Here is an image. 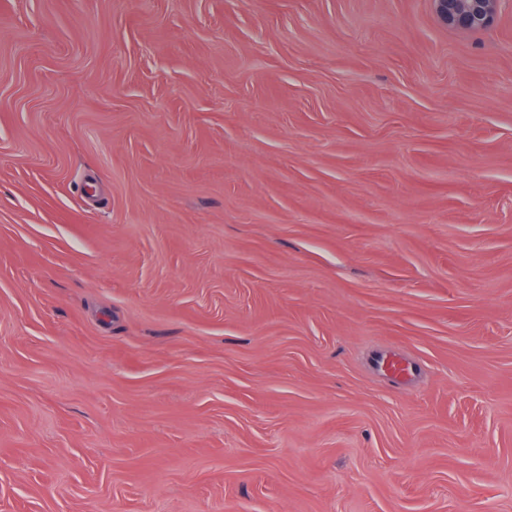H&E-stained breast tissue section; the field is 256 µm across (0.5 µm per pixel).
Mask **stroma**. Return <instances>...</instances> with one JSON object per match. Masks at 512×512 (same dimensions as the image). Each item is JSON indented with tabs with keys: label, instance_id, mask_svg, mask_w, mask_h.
<instances>
[{
	"label": "stroma",
	"instance_id": "obj_1",
	"mask_svg": "<svg viewBox=\"0 0 512 512\" xmlns=\"http://www.w3.org/2000/svg\"><path fill=\"white\" fill-rule=\"evenodd\" d=\"M0 512H512V0H0ZM435 11L448 26L480 30L489 27L501 0H432ZM376 364L402 381L409 380L410 376L417 370L415 365L392 355H381L376 360Z\"/></svg>",
	"mask_w": 512,
	"mask_h": 512
}]
</instances>
